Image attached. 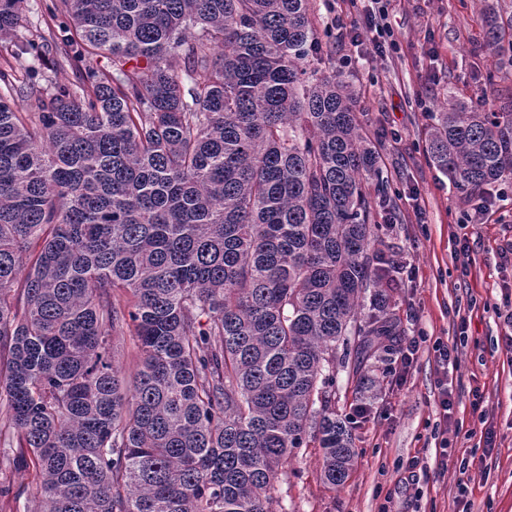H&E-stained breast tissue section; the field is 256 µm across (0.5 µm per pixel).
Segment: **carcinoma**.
<instances>
[{
    "label": "carcinoma",
    "mask_w": 512,
    "mask_h": 512,
    "mask_svg": "<svg viewBox=\"0 0 512 512\" xmlns=\"http://www.w3.org/2000/svg\"><path fill=\"white\" fill-rule=\"evenodd\" d=\"M309 2L55 0L82 83L20 95L0 69V440L33 473L26 512H272L311 443L345 482L336 369L381 389L367 362L400 331L371 262L398 264L375 249L380 154L352 86L312 66ZM24 8L0 0V37ZM483 24L512 62V15L488 4ZM496 99L450 95L427 132L467 196L512 179ZM112 353L115 364L122 371L127 385L132 388L140 357L137 339L128 330L114 335Z\"/></svg>",
    "instance_id": "obj_1"
}]
</instances>
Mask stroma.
<instances>
[{
	"instance_id": "1",
	"label": "stroma",
	"mask_w": 512,
	"mask_h": 512,
	"mask_svg": "<svg viewBox=\"0 0 512 512\" xmlns=\"http://www.w3.org/2000/svg\"><path fill=\"white\" fill-rule=\"evenodd\" d=\"M54 0H26L16 35L0 38V66H12L17 84L31 72L72 86L79 73L58 63L54 48L17 54V37L37 38L45 29L63 35L66 19L53 17ZM483 0H396L389 11L392 48L376 54L370 40L355 41L358 16L343 15L339 0H311L320 40L319 69L339 68L358 90L356 109L364 133L382 157L386 203H374L378 246L405 262L397 274L392 311L405 335L422 342L406 377L395 360L377 363L382 389L357 404L345 371L336 375V411L352 428L354 464L345 483L331 487L320 478L322 455L296 449L275 484L276 512H454L455 470L440 471L434 433L437 343L456 345L448 386L461 429L447 442L456 457L469 460V512H512V185L496 183L468 199L430 162L425 132L432 113L449 94L476 101L485 92L488 70L497 72L498 94L512 98V64L485 54ZM467 239L470 266L455 261L459 239ZM482 407L473 411L474 394ZM496 435L484 449V431ZM15 447L0 442V468L8 496L0 512H24L33 483L30 471L14 466ZM420 455L428 475L407 483L401 464Z\"/></svg>"
}]
</instances>
